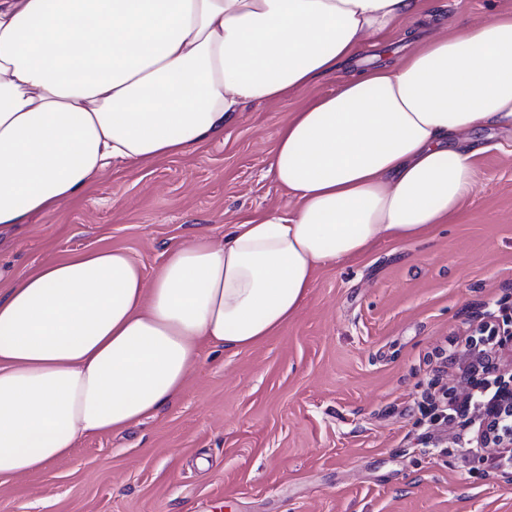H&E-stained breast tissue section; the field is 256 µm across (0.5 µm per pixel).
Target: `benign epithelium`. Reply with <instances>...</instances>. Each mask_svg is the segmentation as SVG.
Listing matches in <instances>:
<instances>
[{"mask_svg":"<svg viewBox=\"0 0 512 512\" xmlns=\"http://www.w3.org/2000/svg\"><path fill=\"white\" fill-rule=\"evenodd\" d=\"M483 329H491L493 335L500 337L498 349L493 353L495 360L486 361L483 371L470 373V387L485 389L492 384L496 391L486 404L475 402L458 406L456 410L463 416L469 414L480 421L478 447L488 453H496L502 448L512 447V424L505 423V419L512 416V319L505 327L500 320L488 314L483 320ZM488 376L494 377L493 382L486 380Z\"/></svg>","mask_w":512,"mask_h":512,"instance_id":"1","label":"benign epithelium"}]
</instances>
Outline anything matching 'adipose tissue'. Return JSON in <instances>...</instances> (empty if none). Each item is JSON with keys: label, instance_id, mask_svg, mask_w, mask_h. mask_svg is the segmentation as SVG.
Instances as JSON below:
<instances>
[{"label": "adipose tissue", "instance_id": "obj_1", "mask_svg": "<svg viewBox=\"0 0 512 512\" xmlns=\"http://www.w3.org/2000/svg\"><path fill=\"white\" fill-rule=\"evenodd\" d=\"M420 0H0V231L57 209L112 164L183 155L249 103L311 87ZM512 129V12L419 40L340 80L277 132L293 198L170 248L145 277L122 249L51 258L0 289V477L182 392L203 346L275 335L316 270L413 242L476 185L467 135Z\"/></svg>", "mask_w": 512, "mask_h": 512}]
</instances>
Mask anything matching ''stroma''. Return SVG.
<instances>
[{
	"label": "stroma",
	"instance_id": "stroma-1",
	"mask_svg": "<svg viewBox=\"0 0 512 512\" xmlns=\"http://www.w3.org/2000/svg\"><path fill=\"white\" fill-rule=\"evenodd\" d=\"M478 22L512 0H424ZM340 74L244 106L223 137L116 165L73 200L0 234V269L129 252L153 276L168 247L213 238L289 203L269 161L278 129ZM477 186L450 223L321 267L297 316L234 354L208 346L178 399L131 428L92 435L43 471L0 477V512H512V459L482 457L477 425L432 422L435 377L469 390L458 362L473 320L512 299V130L473 134Z\"/></svg>",
	"mask_w": 512,
	"mask_h": 512
}]
</instances>
